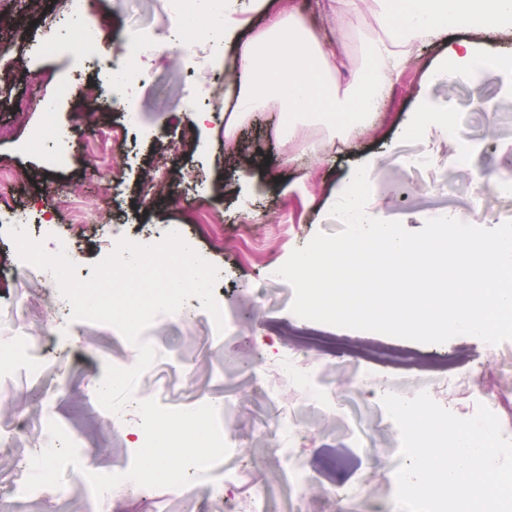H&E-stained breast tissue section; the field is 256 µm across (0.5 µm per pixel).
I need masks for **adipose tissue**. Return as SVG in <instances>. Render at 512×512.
<instances>
[{
	"instance_id": "obj_1",
	"label": "adipose tissue",
	"mask_w": 512,
	"mask_h": 512,
	"mask_svg": "<svg viewBox=\"0 0 512 512\" xmlns=\"http://www.w3.org/2000/svg\"><path fill=\"white\" fill-rule=\"evenodd\" d=\"M317 7L327 20L350 27L372 14L381 34L363 44L362 67L354 68L347 54L327 48L295 13L273 16L245 41L238 36L236 18L228 17L224 44L236 49L241 64L224 91L234 100L225 134L271 104L279 110L280 133L290 135L309 126L321 129V136L308 143L311 154H320L334 140L373 128L387 107L392 75L404 69L416 47L425 42H447L432 80L478 81L493 69L512 74V54L489 55L457 36L461 30L512 34V0H317ZM348 70L354 73L352 80L341 82V74ZM222 419L219 405L199 416L190 448L182 447L173 429H166L161 447L144 453L154 474L168 477L181 472L196 451L208 447L213 428Z\"/></svg>"
}]
</instances>
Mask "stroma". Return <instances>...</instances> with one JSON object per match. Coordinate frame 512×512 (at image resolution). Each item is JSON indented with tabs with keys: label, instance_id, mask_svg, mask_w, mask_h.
<instances>
[{
	"label": "stroma",
	"instance_id": "obj_1",
	"mask_svg": "<svg viewBox=\"0 0 512 512\" xmlns=\"http://www.w3.org/2000/svg\"><path fill=\"white\" fill-rule=\"evenodd\" d=\"M305 2L306 25L351 57H358L361 40L379 33L369 16L351 30L328 26L314 11V0ZM84 8L91 17H110L112 27L100 36L97 62L62 98L59 82L74 61L67 17L58 15L55 0H0V69L10 73L0 80V125L13 124L16 106L26 112L12 137L0 140V211L25 213L44 247H52L55 235L68 236L82 280L118 239L145 232L162 236L170 225H181L196 252L219 270L215 296L226 328L214 331L210 313L192 299L185 316L157 317L143 334L157 353L149 374L140 376L120 415L101 411L93 400L98 359L105 351L131 357L124 336L106 323L53 314L60 302L55 281L24 270L0 232V313L29 334L46 377L63 375L69 386L65 392H48L44 400L53 410L60 440L77 441L89 461L108 468L130 450L123 423L133 418L136 402L151 400L164 420L220 402L237 450L235 464L263 483L279 482V512H291L290 499L297 492L273 451L277 445L298 449L311 475L297 493L305 510L331 499L336 512H364L369 505L375 512H398L389 467L373 464L372 458L397 447L400 432L380 423L375 396L362 381L363 371H385L370 357L384 335L296 316L292 286L271 281L268 272L316 233L342 230L330 214L333 193L364 161L371 164L370 206L380 218L400 221L407 230H419L439 216L463 215L485 228L512 220V197L480 189L476 179L497 172L503 151L512 150V77L492 71L477 85L428 82L444 47L426 45L394 79L388 110L379 116L381 134L359 135L351 149L315 157L306 150L307 136L287 142L277 138L279 113L271 106L237 129V150L229 154L223 109L213 110L202 128L192 114L210 98L218 74L233 67L234 52L218 65L193 50L165 51L180 26L170 0H84ZM58 39L64 44L61 52L40 53L41 43ZM131 39L156 44L140 61L137 89L98 83V74L123 66L118 48ZM422 95L455 114L457 139L471 145V162L449 164L452 146L435 131L402 135ZM478 96L490 111L472 108ZM49 101L54 104L50 112L44 109ZM49 116L72 135L63 166L49 163L46 153L20 147L29 129ZM418 155L427 157L426 167L413 166ZM116 165L121 168L117 175L112 172ZM158 176L167 180L169 194L143 199L141 186ZM58 192L78 204L81 223L49 207V195ZM103 209L112 213L111 226L97 222ZM254 213L262 214L263 222L251 221ZM400 345L418 353L414 372L422 377H445L456 369L494 373L502 357H512V340L491 347L458 336L443 344L404 339ZM281 353L317 364L328 406L285 390L278 403L267 401L263 385ZM280 407L293 415L296 428L275 442L264 423ZM117 417L122 420L118 427L113 424ZM348 473L373 490L371 502L341 495L340 482Z\"/></svg>",
	"mask_w": 512,
	"mask_h": 512
}]
</instances>
